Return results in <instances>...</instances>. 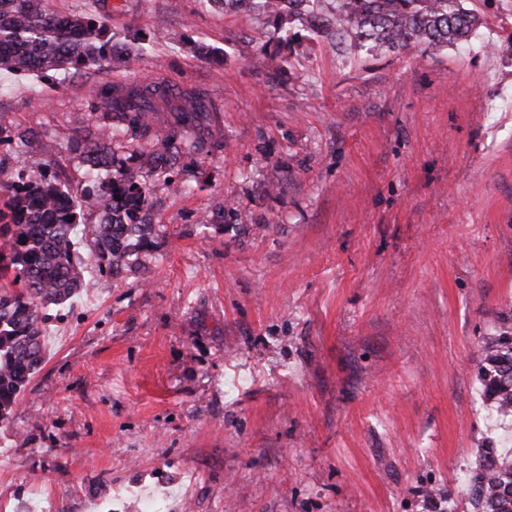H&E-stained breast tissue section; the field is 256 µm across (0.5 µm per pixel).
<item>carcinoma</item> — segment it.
Listing matches in <instances>:
<instances>
[{
  "mask_svg": "<svg viewBox=\"0 0 512 512\" xmlns=\"http://www.w3.org/2000/svg\"><path fill=\"white\" fill-rule=\"evenodd\" d=\"M45 0H0V68L15 73L75 70L112 59V38L91 17L59 16L48 12ZM317 0H235L248 10L305 18L318 28L336 27V36H352L368 53L420 47L436 50L469 39L477 17L462 0H336V12L315 14ZM164 91L147 86L128 99L106 97L107 123L94 138H77L73 150L87 163L92 187L80 203L100 221L92 225V255L99 269L117 278L129 268V258L146 252L165 229L149 218L146 183L129 169L113 165L112 120L126 131L143 135L151 130L155 97ZM200 109L176 108L164 130L168 148ZM177 162L172 152L145 155L140 167L152 178L167 177ZM110 174L107 183L99 172ZM9 199L0 208V421L9 417L20 394L43 361L42 334L48 310L70 300L80 288L76 236L77 206L65 203L66 184L48 175L47 164L36 159L9 181ZM480 383L495 412L512 416V333L504 331L483 346ZM468 483L473 512H512V458L493 448L484 450Z\"/></svg>",
  "mask_w": 512,
  "mask_h": 512,
  "instance_id": "carcinoma-1",
  "label": "carcinoma"
}]
</instances>
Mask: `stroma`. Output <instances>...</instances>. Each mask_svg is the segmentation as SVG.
Here are the masks:
<instances>
[{
  "instance_id": "obj_1",
  "label": "stroma",
  "mask_w": 512,
  "mask_h": 512,
  "mask_svg": "<svg viewBox=\"0 0 512 512\" xmlns=\"http://www.w3.org/2000/svg\"><path fill=\"white\" fill-rule=\"evenodd\" d=\"M464 44L370 55L208 0H47L102 20L111 63L0 68V138L71 149L103 87L155 85V129L198 106L155 247L83 281L0 422V512H466L478 380L512 328V0H464ZM451 501H444V493Z\"/></svg>"
}]
</instances>
